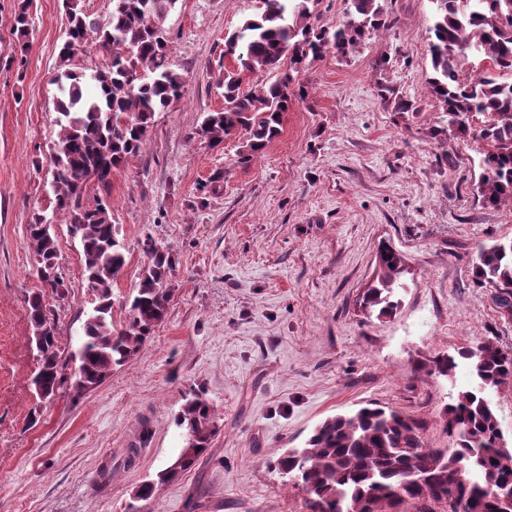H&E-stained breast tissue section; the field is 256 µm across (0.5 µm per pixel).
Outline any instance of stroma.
<instances>
[{"mask_svg":"<svg viewBox=\"0 0 512 512\" xmlns=\"http://www.w3.org/2000/svg\"><path fill=\"white\" fill-rule=\"evenodd\" d=\"M15 3L0 0V512H191L192 493L200 512H306L268 461L303 447L326 417L370 403L422 419L426 445L452 447L442 417L469 375L435 379L413 366L481 342L512 350V320L471 264L480 244L512 240V210L478 199L486 145L450 132L428 93L432 0H384L388 30L299 73L304 95L282 134L246 164L237 137L213 147L196 130L224 107V36L257 0H177L160 25L182 95L155 114L106 198L127 260L112 285L114 322L125 319L148 237L175 260L168 314L102 385L43 402L30 384L40 364L27 307L41 287L33 216L54 218L65 293L47 300L64 373L77 367L95 295L79 240L53 213L63 0H32L24 57L11 34ZM402 100L414 110H399ZM384 244L406 271L396 309L379 317L361 302ZM193 390L220 415L210 449L157 498L133 501L181 448L174 419Z\"/></svg>","mask_w":512,"mask_h":512,"instance_id":"35a3bbf8","label":"stroma"}]
</instances>
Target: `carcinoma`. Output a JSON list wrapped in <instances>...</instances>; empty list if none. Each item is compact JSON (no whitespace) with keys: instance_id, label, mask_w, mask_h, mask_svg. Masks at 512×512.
I'll return each mask as SVG.
<instances>
[{"instance_id":"obj_1","label":"carcinoma","mask_w":512,"mask_h":512,"mask_svg":"<svg viewBox=\"0 0 512 512\" xmlns=\"http://www.w3.org/2000/svg\"><path fill=\"white\" fill-rule=\"evenodd\" d=\"M177 0H112L109 20L87 15L80 0H63L68 19L59 51L56 83L61 134L50 157L55 212L68 217L82 245L84 273L98 303L83 326L74 354L78 367L67 378L59 367L54 318L44 295L28 297L32 341L41 366L33 384L46 399L70 384L81 395L101 385L112 371L130 363L151 339L167 314L168 248L144 240L148 262L125 305L126 321L112 319V283L126 266V248L105 202L82 206L86 184L93 180L109 191L112 171L140 150L155 113L181 95L182 78L167 62L168 44L157 21ZM316 0H260L258 13L224 37V55L236 62L224 69V109L207 113L198 136L213 146L240 134L239 155L248 162L283 131L295 91L290 72L331 51L349 55L389 26L382 0H348L346 20L325 26L311 10ZM435 20L426 74L430 96L448 118V128L466 135L472 120L483 117L477 136L488 145L482 158L478 197L491 206L512 208V0H433ZM29 0L13 15L12 35L20 56L29 51ZM102 53L90 74L71 68L76 54L89 46ZM481 65L475 78H462L469 59ZM260 72L265 80L241 90L244 74ZM27 232L44 286L63 295L51 219L37 215ZM377 285L363 307L387 316L397 307L393 289L405 272L404 260L391 247L379 249ZM473 270L481 282L499 289L501 317L512 319V240L482 245ZM465 365L475 384L458 394L443 416L445 433L455 447L430 448L421 420L370 403L347 414L324 419L302 448H289L269 461L283 484L305 494L307 512H455L463 500L468 512H512V448L505 438L489 395L512 384V352L489 342L437 355L417 364L416 373L449 377ZM183 446L153 479L141 482L133 498L148 500L160 488L191 470L219 430L216 408L202 391L185 397L175 418Z\"/></svg>"}]
</instances>
